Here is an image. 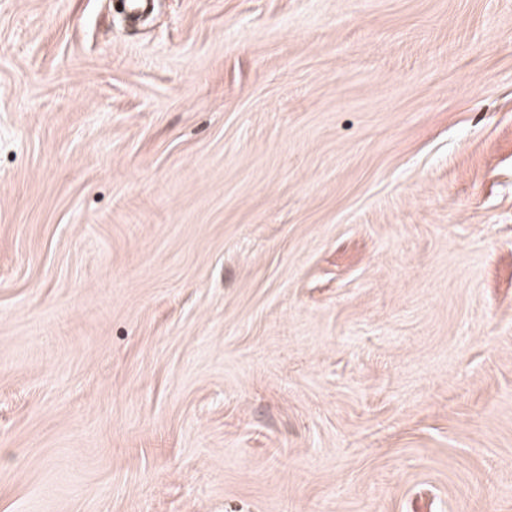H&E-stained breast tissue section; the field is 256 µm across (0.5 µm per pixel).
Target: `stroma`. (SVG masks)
Returning <instances> with one entry per match:
<instances>
[{"label": "stroma", "instance_id": "1", "mask_svg": "<svg viewBox=\"0 0 512 512\" xmlns=\"http://www.w3.org/2000/svg\"><path fill=\"white\" fill-rule=\"evenodd\" d=\"M0 512H512V0H0Z\"/></svg>", "mask_w": 512, "mask_h": 512}]
</instances>
